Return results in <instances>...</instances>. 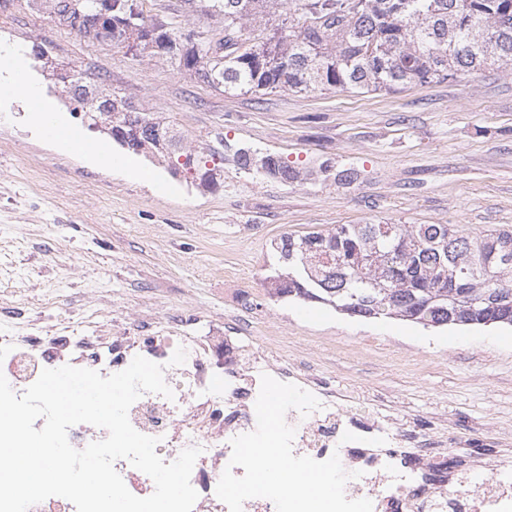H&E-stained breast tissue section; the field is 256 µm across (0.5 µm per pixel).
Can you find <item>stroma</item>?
Masks as SVG:
<instances>
[{"mask_svg": "<svg viewBox=\"0 0 512 512\" xmlns=\"http://www.w3.org/2000/svg\"><path fill=\"white\" fill-rule=\"evenodd\" d=\"M33 45L170 123L184 150L220 136L307 177L282 184L239 170L228 155L223 187L209 190L116 144L110 167L61 153L14 94V68L58 102L64 125L94 142L102 135L26 55ZM323 162L357 177H314ZM379 220L472 235L512 229V71L394 93L222 94L165 58L89 45L18 0L0 8V294H21L45 323L92 311L118 327L175 314L196 336L231 321L238 335L269 337L337 387H362L423 432L459 439L432 471L442 485L495 455L497 438L512 445V331L358 320L264 290L278 266L272 239Z\"/></svg>", "mask_w": 512, "mask_h": 512, "instance_id": "obj_1", "label": "stroma"}]
</instances>
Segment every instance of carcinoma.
<instances>
[{"instance_id":"cac0c4a2","label":"carcinoma","mask_w":512,"mask_h":512,"mask_svg":"<svg viewBox=\"0 0 512 512\" xmlns=\"http://www.w3.org/2000/svg\"><path fill=\"white\" fill-rule=\"evenodd\" d=\"M106 0H51L53 21L74 32L73 19L96 23ZM188 10L224 23V41L191 38L171 17L135 13L127 0H112L117 44L160 20L165 32L191 41L183 57L165 58L202 73L217 67L216 89L243 94L289 90L300 93L349 89L357 93L396 91L446 81L488 66H512V0H183ZM265 21L255 38L265 50L244 44L250 20ZM90 124L117 144L121 131L139 132L134 152L167 163L171 173L191 175L211 189L220 175L224 149L201 154L158 151L159 139L175 132L147 112L112 113V122L79 101ZM246 173L255 171L283 184L301 172L275 154L248 147L234 151ZM512 247V230L463 234L447 224H340L331 231L285 233L270 248L288 271H274L270 295L328 304L350 317L394 318L423 327H512V262L497 260Z\"/></svg>"}]
</instances>
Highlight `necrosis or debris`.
<instances>
[{
  "label": "necrosis or debris",
  "instance_id": "obj_1",
  "mask_svg": "<svg viewBox=\"0 0 512 512\" xmlns=\"http://www.w3.org/2000/svg\"><path fill=\"white\" fill-rule=\"evenodd\" d=\"M138 355L163 365L174 396L144 394L129 410L131 425L158 438L155 452L164 462L187 447L202 449L191 474L198 493L192 512H229L216 486L224 470L244 473L229 464L230 441L255 429L254 405L265 373L319 400V409L308 416L295 410L286 415L296 429L293 453L318 461L339 456L353 474L345 485L348 498L371 500L373 512H512L511 463L466 466L448 487L433 488L427 451L449 447L446 434L421 435L362 399L357 389L338 393L323 376L253 346L248 338L231 353L225 337L181 334L172 318L163 326L144 322L115 332L93 313L75 324L41 326L21 298L0 300V372L16 393L46 368L69 364L106 377Z\"/></svg>",
  "mask_w": 512,
  "mask_h": 512
}]
</instances>
